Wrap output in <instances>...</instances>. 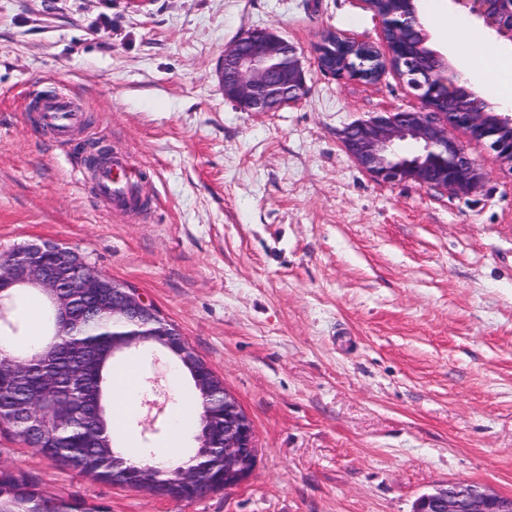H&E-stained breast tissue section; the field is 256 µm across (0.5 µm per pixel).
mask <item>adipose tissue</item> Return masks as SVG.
<instances>
[{
  "label": "adipose tissue",
  "instance_id": "ef3b65f1",
  "mask_svg": "<svg viewBox=\"0 0 512 512\" xmlns=\"http://www.w3.org/2000/svg\"><path fill=\"white\" fill-rule=\"evenodd\" d=\"M438 24L456 31L457 37L451 47L459 54L460 70L464 76L484 85L488 82V71H495L497 85L494 97L501 104L512 103V57L502 54L492 43L472 36L460 19L442 17Z\"/></svg>",
  "mask_w": 512,
  "mask_h": 512
}]
</instances>
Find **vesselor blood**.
Instances as JSON below:
<instances>
[{
    "mask_svg": "<svg viewBox=\"0 0 512 512\" xmlns=\"http://www.w3.org/2000/svg\"><path fill=\"white\" fill-rule=\"evenodd\" d=\"M39 120L67 147L84 124V109L76 97L56 93L41 99ZM93 175L98 198L113 211L129 212L140 205L143 190L139 171L125 151L112 150L97 165Z\"/></svg>",
    "mask_w": 512,
    "mask_h": 512,
    "instance_id": "b4317fda",
    "label": "vessel or blood"
}]
</instances>
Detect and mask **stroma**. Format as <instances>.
<instances>
[{"instance_id":"1","label":"stroma","mask_w":512,"mask_h":512,"mask_svg":"<svg viewBox=\"0 0 512 512\" xmlns=\"http://www.w3.org/2000/svg\"><path fill=\"white\" fill-rule=\"evenodd\" d=\"M421 17L465 19L456 0ZM299 49L307 92L277 112L225 100L217 66L242 32ZM379 43L361 0H0V255L46 240L137 288L234 395L257 456L239 486L177 500L56 466L0 436V464L109 512H413L451 482L512 497V173L456 137L482 174L456 196L384 185L343 130L417 107L391 71L339 81L328 33ZM73 94L91 127L56 146L33 92ZM144 172L146 210L115 214L84 159L101 145ZM140 376L120 439L158 447L195 397L158 347L117 355Z\"/></svg>"}]
</instances>
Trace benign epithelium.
<instances>
[{
  "instance_id": "7a95c632",
  "label": "benign epithelium",
  "mask_w": 512,
  "mask_h": 512,
  "mask_svg": "<svg viewBox=\"0 0 512 512\" xmlns=\"http://www.w3.org/2000/svg\"><path fill=\"white\" fill-rule=\"evenodd\" d=\"M498 36L512 41V0H455ZM408 11L374 12L380 25L383 49L370 44L330 36L317 48L318 65L334 77L376 81L386 70L405 80L419 106L412 110L379 112L346 127L342 134L345 149L372 180L383 184L412 181L423 187L454 194L475 190L481 173L463 146L453 137L463 131L494 153L500 166L512 171V115L487 113L469 105L449 112L440 110L430 94L392 63L389 38L406 28L420 30L421 43L429 35L417 13L415 0ZM426 57L438 64L439 90L464 102L476 96L448 61V56L426 49ZM224 97L244 112H276L301 100L306 86L298 49L270 28L242 33L229 47L219 64ZM413 141L421 146L412 157L402 155V145ZM0 260V296L22 286H33L47 294L55 318L71 336L82 332L74 324L75 306L86 298L112 295V302L98 311L112 314L123 328L112 333V352L119 353L142 345L154 336H174L152 303L136 289L100 274L76 252L52 242L26 243ZM22 389L28 381L24 363L0 361V377ZM196 389L206 400L207 409L220 408L223 424L207 427L200 435V447L219 448L224 457V487H235L250 475L255 461L253 427L241 412L237 399L224 384L199 378ZM11 421L23 427V434L36 435L43 426L66 429L90 418L62 394L57 377L46 374L32 400L24 399L9 407ZM414 512H512V498L491 490L461 483H449L421 496Z\"/></svg>"
}]
</instances>
